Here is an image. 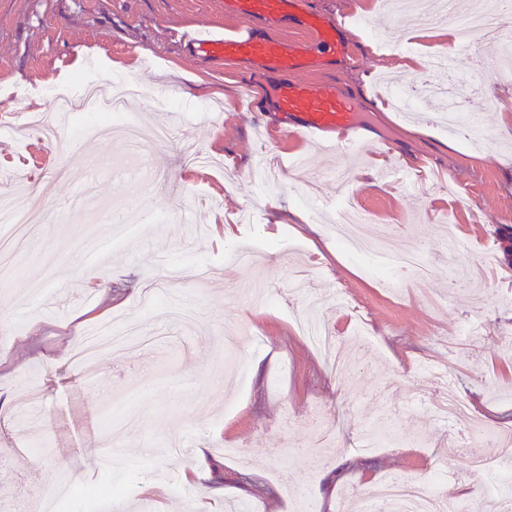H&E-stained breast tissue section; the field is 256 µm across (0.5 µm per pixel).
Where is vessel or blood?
<instances>
[{
  "mask_svg": "<svg viewBox=\"0 0 512 512\" xmlns=\"http://www.w3.org/2000/svg\"><path fill=\"white\" fill-rule=\"evenodd\" d=\"M226 11L240 22L233 33L217 35L208 26L197 25L177 32V39L208 58L250 61L290 74V81L277 89L285 133L336 153L339 162L332 173L337 181L348 180L350 171L344 161L365 143L350 100L339 93L335 83L295 80V73L315 66L314 54L301 50L291 40L257 35L252 27L260 19L294 18L296 28L333 59L349 54L338 35L337 22L316 13L299 12L298 0H226Z\"/></svg>",
  "mask_w": 512,
  "mask_h": 512,
  "instance_id": "b4317fda",
  "label": "vessel or blood"
}]
</instances>
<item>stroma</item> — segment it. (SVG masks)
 <instances>
[{
	"instance_id": "obj_1",
	"label": "stroma",
	"mask_w": 512,
	"mask_h": 512,
	"mask_svg": "<svg viewBox=\"0 0 512 512\" xmlns=\"http://www.w3.org/2000/svg\"><path fill=\"white\" fill-rule=\"evenodd\" d=\"M300 2L341 21L351 49L311 77L335 81L365 127L350 181L369 216L358 232L420 252L425 282L408 276L394 291L379 288L377 274L329 235L333 214L312 213L337 160L280 135L284 74L173 40L198 23L234 29L224 0H0V191L33 207L37 228L0 266V512L63 478L102 490L89 512L108 500L125 512H183V488L195 491L193 512L233 502L292 512L299 491L318 512H347L379 477L421 481L437 465L450 504L479 501L483 479L466 464L478 425L512 436L496 417L512 415V257L500 236L512 228V119L501 120L512 116V66L494 45L474 42L473 54L499 74L464 98L488 135L477 148L424 113L404 117L387 105L382 82L416 78L382 46L386 36L404 39L407 16L378 0ZM96 76L137 81L144 95L128 110L144 137L174 130L150 152L160 183L147 199L113 174L138 159L126 140L86 135L78 114L55 122L48 90ZM401 159L424 169L421 189L386 181ZM37 182L35 201L27 187ZM126 224L134 233L113 245ZM201 265L208 272L198 281ZM257 280L271 295L258 309L236 295ZM302 315L360 344L354 376L330 373L296 324ZM475 319L480 335L460 337ZM113 320L145 344L119 359L79 360L83 329ZM425 364L447 368L454 387L422 375ZM452 389L481 400L478 423L437 416ZM379 423L387 440L362 450ZM329 425L337 446L310 460ZM175 438L193 453H170ZM106 441L121 459L109 470L98 464ZM227 446L241 458L227 459Z\"/></svg>"
}]
</instances>
